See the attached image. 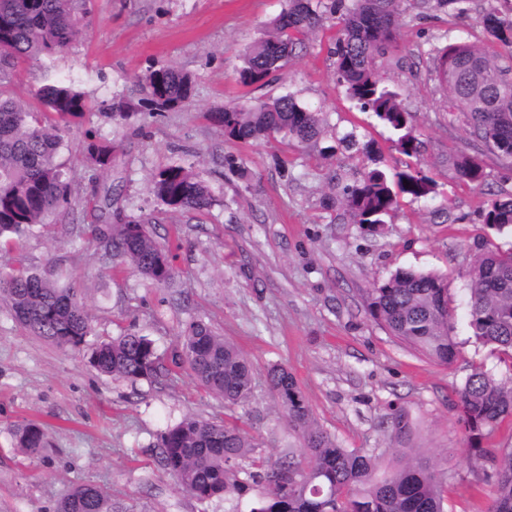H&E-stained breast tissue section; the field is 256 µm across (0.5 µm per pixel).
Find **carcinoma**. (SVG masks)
I'll return each mask as SVG.
<instances>
[{"label": "carcinoma", "mask_w": 512, "mask_h": 512, "mask_svg": "<svg viewBox=\"0 0 512 512\" xmlns=\"http://www.w3.org/2000/svg\"><path fill=\"white\" fill-rule=\"evenodd\" d=\"M499 0H481L478 24L485 38L502 48L459 39L434 48L448 111L457 112L473 136L492 146L502 160H512V10L501 11ZM403 0H288L264 37L245 51L240 82L265 81L282 70L302 38L322 19L336 17L340 36L334 50L338 84L362 111L371 112L398 133V151L418 157L422 142L411 126L399 94L377 70L378 59L396 43ZM89 15V0H0V247L38 230L45 235L70 208V189L57 156L61 133L89 109L84 95L70 81L43 85L36 91L41 111L25 109L10 93L13 72L21 65L68 49ZM149 113L185 105L191 94L187 75L162 67L140 80ZM209 119L224 136L253 143L280 136L310 145L323 134L319 113L283 95L255 105L229 103ZM94 171L108 174L116 164L112 146L88 145ZM459 178L473 185L485 179L482 159L464 152L451 157ZM94 223L92 241L112 257L126 262L154 285L174 275L170 251L150 236V219H132L114 208L112 186L92 178ZM150 191L174 211L203 213L213 196L200 174L181 163L155 173ZM436 193L435 182L410 164L392 174L379 168L328 198L340 204L351 223L373 232L402 199L417 201ZM485 226L512 230V194L489 200L482 210ZM469 327L473 336L508 357L512 371V250L503 252L490 240L476 243L469 272ZM448 276L435 271L399 270L371 289L366 312L388 335L438 364L459 353L450 334L452 311L447 300ZM0 295L15 318L39 338L64 350L81 352L93 327L74 291L27 268L0 272ZM179 348L169 359L157 353L144 335L126 333L95 344L88 363L97 372L128 380H155L174 368H187L199 385L226 406L251 397L253 374L242 351L201 320L185 324ZM289 428L300 439L299 455L290 452L272 461L257 453L256 438L236 423L186 417L161 438L158 462L200 503L239 498L250 488L264 493L249 512H446L445 474L413 460L399 448L398 464L377 475L378 458L362 449L342 447L314 422L294 375L285 365L267 375ZM460 419L468 442L470 465L483 471L492 486L488 512H512V446L496 451L487 441L497 426L512 419V376L503 379L477 367L457 390ZM396 443L409 432L407 414H389ZM16 447L35 455L46 447L43 429L27 424L15 431ZM55 512H112L95 486L76 484Z\"/></svg>", "instance_id": "1"}]
</instances>
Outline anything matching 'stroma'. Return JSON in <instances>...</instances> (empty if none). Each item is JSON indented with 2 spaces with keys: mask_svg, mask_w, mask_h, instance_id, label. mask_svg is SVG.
<instances>
[{
  "mask_svg": "<svg viewBox=\"0 0 512 512\" xmlns=\"http://www.w3.org/2000/svg\"><path fill=\"white\" fill-rule=\"evenodd\" d=\"M285 0H92L89 25L64 54L20 66L15 98L35 105L45 82L72 80L93 109L72 123L59 161L70 184L74 220L55 235L32 233L0 252V270L22 265L76 288L96 340L135 332L167 356L183 323L200 320L234 342L249 360L254 391L246 405L225 407L187 369L130 383L104 376L84 353L34 336L0 300V512H55L76 483L96 485L112 512H228L227 503H198L156 458L164 432L186 416L234 422L254 435L263 456L298 447L267 385L282 364L295 376L320 428L342 447L394 461L385 429L391 405L413 422L408 445L420 462L445 472L448 512H487L492 489L468 462L457 389L476 367L508 371L492 347L467 326L468 271L473 244L487 235L480 211L512 194V163L500 159L449 113L431 49L462 35L481 41L475 16L460 18L407 0L398 48L379 59L422 142L419 168L437 184L432 197L401 200L377 232L342 221L323 198L378 164L403 166L394 134L371 113L356 110L338 86L332 48L336 20L323 15L303 46L265 82L239 81L244 49L268 29ZM173 66L193 82L190 102L144 121L105 119L114 104L141 108L139 78ZM290 93L318 112L324 133L312 146L272 139L244 144L224 137L208 119L232 101L260 103ZM112 145V184L125 214L149 218L148 230L174 249L175 274L155 286L131 269L110 271L104 252L87 241L92 168L85 147ZM479 155L485 180L459 179L450 155ZM238 158L240 174L224 167ZM170 163L193 165L207 181L209 212H172L148 190ZM448 276L457 358L438 365L372 322V288L399 270ZM42 425L48 440L24 454L14 432Z\"/></svg>",
  "mask_w": 512,
  "mask_h": 512,
  "instance_id": "35a3bbf8",
  "label": "stroma"
}]
</instances>
